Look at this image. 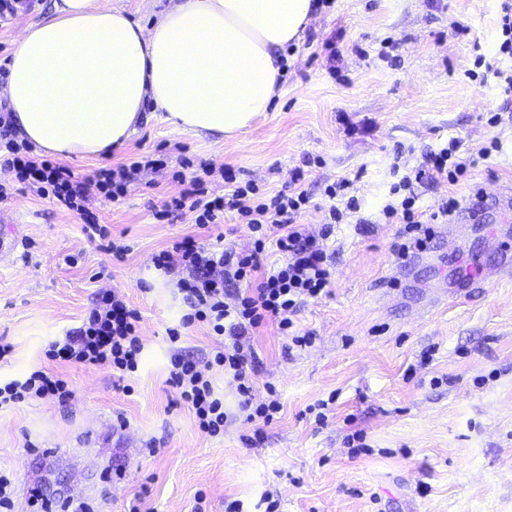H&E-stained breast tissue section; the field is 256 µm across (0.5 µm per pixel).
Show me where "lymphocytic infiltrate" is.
<instances>
[{"mask_svg":"<svg viewBox=\"0 0 512 512\" xmlns=\"http://www.w3.org/2000/svg\"><path fill=\"white\" fill-rule=\"evenodd\" d=\"M456 143L425 153L422 162L391 186V196L382 209L387 222L402 224L400 242L395 247L398 258L426 249L438 224L450 223L460 201L456 196L442 200L431 212L421 210L416 186L422 182L445 183L455 187L463 181L471 166L456 153ZM145 157L130 164L99 169L94 182L105 199L117 201L142 169L154 167ZM0 166L15 171L18 180L40 195H52L76 217L88 237L106 238L88 202L85 180L76 178L65 165L35 154L32 146L17 142L9 123L0 120ZM212 169L186 181L178 197L166 203L157 217L169 220L181 211L196 214L198 228L210 230L220 224L225 213H236L249 224L254 245L246 252H235L220 244H197L185 239L155 258L157 268L177 275V285L188 311L179 328L170 329L169 340L175 350L170 357V381L192 409L201 430L216 437L224 432V403L215 393L214 369L232 376L240 396V406L249 421L270 423L279 408L277 399H257L252 376L259 363L246 339L263 325L272 323L294 346L312 344V333H299L293 318L300 307L329 292L331 273L328 256L322 245L335 225L359 212L360 203L352 195L354 182L343 178L327 184L323 190L329 202L328 220L320 236L306 233L301 219L310 205L308 192L298 186L279 190L274 195L260 193L250 183L234 181L224 174V193L215 196L208 191ZM275 244L285 257L284 263L270 268L262 264L267 244ZM141 316L115 291L99 293L95 306L79 327L69 334L67 342L52 343L47 356L52 361L81 366H109L113 375L125 377L136 372L143 344L138 326ZM198 322L207 323L216 341L213 354L199 361L177 347L181 329ZM72 391L66 379L54 372L36 371L25 380H12L0 385V408L28 399L66 402Z\"/></svg>","mask_w":512,"mask_h":512,"instance_id":"f902f5d3","label":"lymphocytic infiltrate"}]
</instances>
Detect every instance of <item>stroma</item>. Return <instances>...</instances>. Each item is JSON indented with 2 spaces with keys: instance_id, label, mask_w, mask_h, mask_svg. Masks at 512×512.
Returning <instances> with one entry per match:
<instances>
[{
  "instance_id": "35a3bbf8",
  "label": "stroma",
  "mask_w": 512,
  "mask_h": 512,
  "mask_svg": "<svg viewBox=\"0 0 512 512\" xmlns=\"http://www.w3.org/2000/svg\"><path fill=\"white\" fill-rule=\"evenodd\" d=\"M503 0H334L318 8L301 42L288 45L281 94L271 112L224 142L152 119L124 146L94 160L66 159L76 176L163 154L124 198L91 190L89 206L114 239L131 247L121 259L88 239L70 212L49 196L21 189L0 211H29L18 259L0 264V338L14 351L0 380L52 368L51 342L64 341L104 290L125 295L141 314L137 372L66 365L73 390L64 404L22 402L0 410V470L13 473V512H39L40 491L62 512L67 499L90 512H512V279L492 278L466 300L419 312L422 293L474 265L496 269L503 249L486 230L451 242L436 238L427 259L396 277L400 227L381 209L394 181L392 164L459 143L473 159L467 181L422 185L420 206L448 193L461 206L474 188L491 194L512 185V106L495 80L481 85L465 72L490 53ZM467 35H453L454 24ZM395 62L379 59L382 40ZM334 41L337 57L324 45ZM499 110L488 126L483 114ZM501 147L479 156L491 138ZM402 157H395V148ZM209 166L231 167L261 191L290 185L303 171L312 206L302 222L317 236L328 206L325 184L361 174L362 222L336 225L323 245L331 261L330 296L297 312L311 346H291L270 325L253 345L262 363L258 396L275 388L280 410L257 444L255 425L239 406L236 384L213 373L224 402V434L209 436L169 383L172 346L187 307L176 280L155 256L197 236L195 216L163 223L155 210L181 189L175 178ZM327 402L318 423L314 405ZM127 427H119L117 417ZM364 434V451L346 438Z\"/></svg>"
}]
</instances>
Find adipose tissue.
I'll list each match as a JSON object with an SVG mask.
<instances>
[{
  "instance_id": "adipose-tissue-1",
  "label": "adipose tissue",
  "mask_w": 512,
  "mask_h": 512,
  "mask_svg": "<svg viewBox=\"0 0 512 512\" xmlns=\"http://www.w3.org/2000/svg\"><path fill=\"white\" fill-rule=\"evenodd\" d=\"M311 0H171L146 27L95 0H53L14 49L0 96L18 137L57 156L123 146L153 105L184 131L229 140L271 111L281 53Z\"/></svg>"
}]
</instances>
